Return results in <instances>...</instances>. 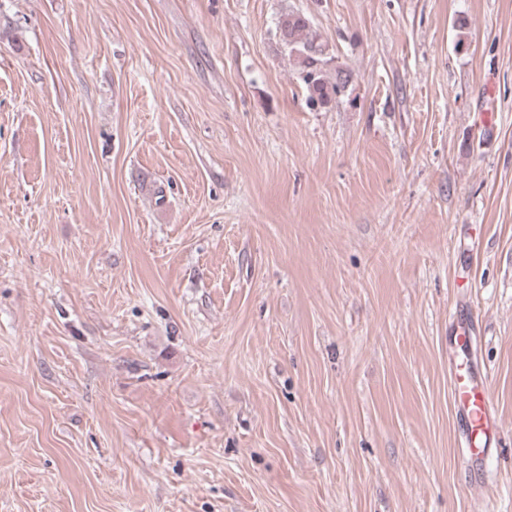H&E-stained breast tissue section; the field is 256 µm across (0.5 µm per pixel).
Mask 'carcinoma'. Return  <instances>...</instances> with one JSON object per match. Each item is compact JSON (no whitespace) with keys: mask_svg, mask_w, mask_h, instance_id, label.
Returning a JSON list of instances; mask_svg holds the SVG:
<instances>
[{"mask_svg":"<svg viewBox=\"0 0 512 512\" xmlns=\"http://www.w3.org/2000/svg\"><path fill=\"white\" fill-rule=\"evenodd\" d=\"M279 23L287 24V37L293 44L289 51L298 58L299 75L307 90L309 103L326 106L333 99L344 95L354 81L353 73L338 69L334 79L328 80L325 50L318 43L309 20L288 12L280 17Z\"/></svg>","mask_w":512,"mask_h":512,"instance_id":"obj_1","label":"carcinoma"}]
</instances>
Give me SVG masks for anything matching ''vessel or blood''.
Here are the masks:
<instances>
[{
	"label": "vessel or blood",
	"mask_w": 512,
	"mask_h": 512,
	"mask_svg": "<svg viewBox=\"0 0 512 512\" xmlns=\"http://www.w3.org/2000/svg\"><path fill=\"white\" fill-rule=\"evenodd\" d=\"M476 323L471 315L459 316L448 332V372L459 431L465 441V456L472 470L487 475L502 433L486 372L475 362L473 342Z\"/></svg>",
	"instance_id": "vessel-or-blood-1"
}]
</instances>
